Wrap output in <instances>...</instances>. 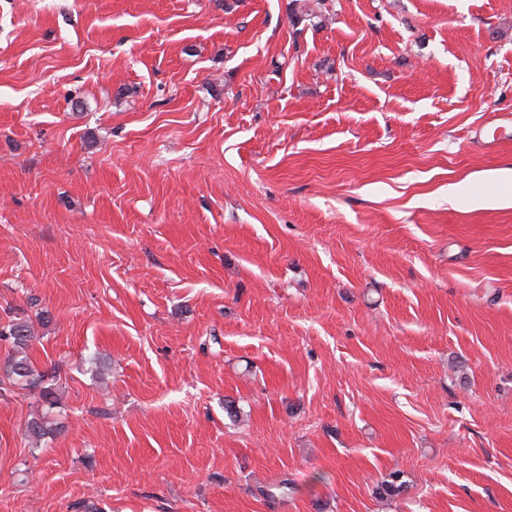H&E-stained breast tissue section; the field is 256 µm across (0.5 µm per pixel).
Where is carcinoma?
Returning a JSON list of instances; mask_svg holds the SVG:
<instances>
[{"instance_id":"cac0c4a2","label":"carcinoma","mask_w":512,"mask_h":512,"mask_svg":"<svg viewBox=\"0 0 512 512\" xmlns=\"http://www.w3.org/2000/svg\"><path fill=\"white\" fill-rule=\"evenodd\" d=\"M35 339L34 328L27 320L16 319L4 326L0 325V340L9 342L13 349L12 354L0 367V371L3 372L0 386L6 383L23 389L37 390L42 402L51 410L57 405L58 400L54 388L48 382L49 376L38 371L26 353Z\"/></svg>"}]
</instances>
